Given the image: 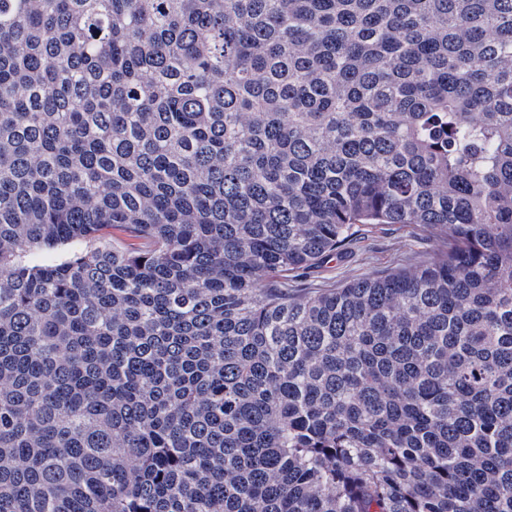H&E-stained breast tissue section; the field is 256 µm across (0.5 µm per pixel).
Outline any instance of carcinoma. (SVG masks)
<instances>
[{
  "label": "carcinoma",
  "instance_id": "carcinoma-1",
  "mask_svg": "<svg viewBox=\"0 0 512 512\" xmlns=\"http://www.w3.org/2000/svg\"><path fill=\"white\" fill-rule=\"evenodd\" d=\"M0 512H512V0H0ZM444 246L418 224H358L341 253L299 269L289 275L288 282L300 293L339 288L356 277L424 265Z\"/></svg>",
  "mask_w": 512,
  "mask_h": 512
}]
</instances>
